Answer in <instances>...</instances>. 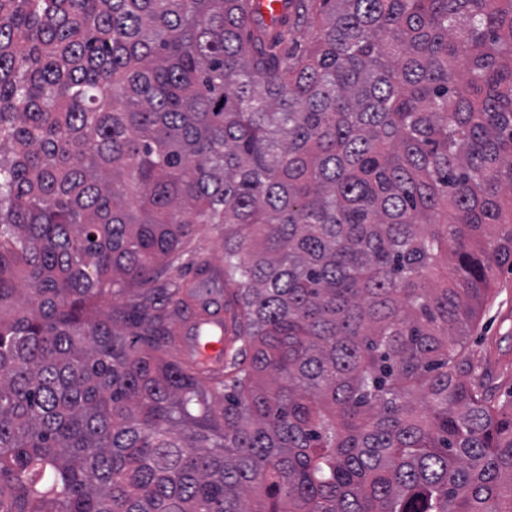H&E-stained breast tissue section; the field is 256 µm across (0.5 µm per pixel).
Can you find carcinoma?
<instances>
[{"label":"carcinoma","mask_w":512,"mask_h":512,"mask_svg":"<svg viewBox=\"0 0 512 512\" xmlns=\"http://www.w3.org/2000/svg\"><path fill=\"white\" fill-rule=\"evenodd\" d=\"M252 3L0 0V512H512V0ZM200 244L213 266L224 268V229L207 224L199 228L193 241L187 246L186 252ZM496 297L483 306L471 332L469 349L491 363L490 387L502 398L512 389V271L496 270ZM186 348L190 354L196 355L198 360L213 367H218L223 363L224 344L222 342H215L202 347L197 343L195 336H186Z\"/></svg>","instance_id":"1"}]
</instances>
